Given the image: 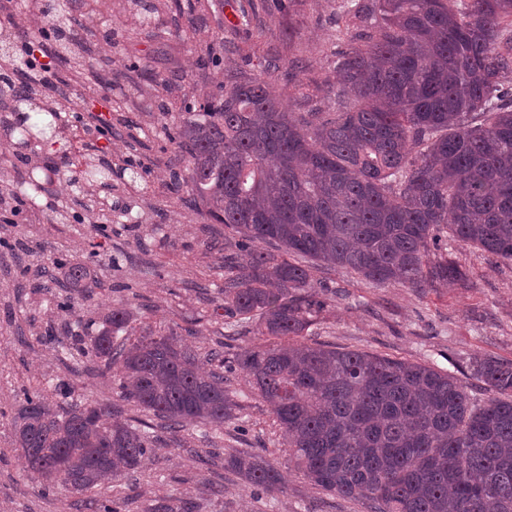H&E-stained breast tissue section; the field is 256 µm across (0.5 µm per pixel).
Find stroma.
I'll return each mask as SVG.
<instances>
[{
    "label": "stroma",
    "instance_id": "stroma-1",
    "mask_svg": "<svg viewBox=\"0 0 512 512\" xmlns=\"http://www.w3.org/2000/svg\"><path fill=\"white\" fill-rule=\"evenodd\" d=\"M340 4L102 0L93 12L76 0L71 29L82 67L59 59L53 44L38 52L53 73L42 97L60 109L61 132L49 150L39 139L20 146L0 127V192L17 190L12 164L22 154L61 166L92 156L114 174L107 210L86 211L84 193L59 175L46 203L23 195L16 223H0V512H85L79 494L61 486L43 491L41 476L25 471L14 452L22 387L62 381L70 403L90 399L107 410L117 403L124 416L153 422L134 403L120 402L103 362L66 352L102 329L113 307L123 306L134 326L174 333L202 355L226 335L239 346L257 341L256 322L224 315V227L173 190L172 174L184 172L185 162L166 129L218 92L225 74L254 77L274 60L281 65L274 93L286 110L301 111L286 64L299 60L305 82L332 75L337 52L350 47L337 31ZM103 96L112 109L92 118L89 103ZM63 209L82 222L62 220ZM438 251L465 272L464 285L419 291L320 267L315 279L330 303L308 342L425 361L488 399L463 367L477 358L512 363V263L446 234ZM60 257L87 264L93 287H69ZM240 404L238 419L220 430H159L154 454L114 489L126 500L123 512L167 497L181 498L190 512H370L366 501L328 494L293 470L283 491L254 499L225 458L262 449L286 467V454L265 404L252 396Z\"/></svg>",
    "mask_w": 512,
    "mask_h": 512
}]
</instances>
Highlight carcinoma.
<instances>
[{
  "label": "carcinoma",
  "mask_w": 512,
  "mask_h": 512,
  "mask_svg": "<svg viewBox=\"0 0 512 512\" xmlns=\"http://www.w3.org/2000/svg\"><path fill=\"white\" fill-rule=\"evenodd\" d=\"M41 41L73 54L68 0H39ZM336 23L361 47L340 54L336 107L303 115L281 108L269 63L241 81L224 75L171 136L187 160L175 180L224 225V314L258 319L266 341L201 370L178 337L137 333L115 307L109 327L79 352L112 368L119 398L176 432L224 427L239 403L228 384L241 373L281 432L288 465L320 489L364 499L371 512H512V363L475 361L472 376L496 397H473L458 379L411 362L301 341L328 298L313 269L323 263L378 284L433 288L464 281L448 259L431 258L438 233L512 262V0H346ZM13 91L19 143L57 137V112H30L37 95L17 64L0 67ZM111 169L76 164L70 181L103 188ZM76 288L86 265L64 263ZM123 333L121 341L114 335ZM103 422L104 409L52 410L23 390L14 450L50 486L80 495L87 509L121 512L95 493L136 472L157 439L146 422ZM228 465L256 495L284 489L280 469L242 451ZM142 512H187L169 498Z\"/></svg>",
  "instance_id": "obj_1"
}]
</instances>
